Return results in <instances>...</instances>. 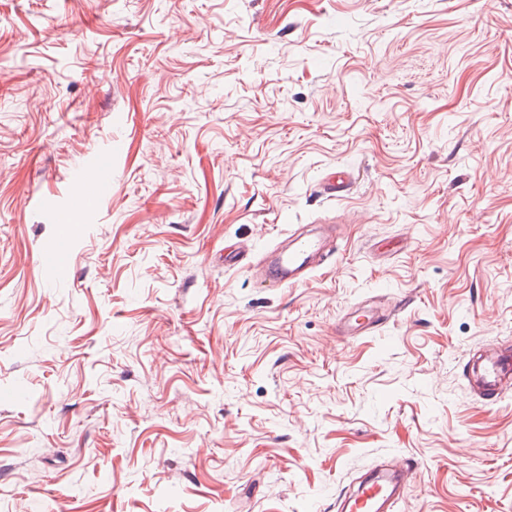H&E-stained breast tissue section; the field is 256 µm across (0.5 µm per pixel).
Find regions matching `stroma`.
I'll list each match as a JSON object with an SVG mask.
<instances>
[{
  "mask_svg": "<svg viewBox=\"0 0 512 512\" xmlns=\"http://www.w3.org/2000/svg\"><path fill=\"white\" fill-rule=\"evenodd\" d=\"M505 346L512 0H0V512H512ZM109 182L110 180L99 166L89 167L76 182L73 197L76 202H82L87 197H102L109 191ZM349 182V173L345 170L337 169L336 173L324 179L320 187V192L326 197L342 198L347 194ZM320 250V241L311 237H298L294 247L279 256L268 268L265 281L273 286L296 283L309 278L313 269L309 261ZM359 317L361 316H356L351 320H348L347 317H343L339 327L340 333L344 336H349L375 332L388 318L386 315H377L373 311H371L369 315H362V317L365 318L364 321H359ZM480 363V376L476 379L474 390L482 401L494 403L501 394V384L512 373V349H502L496 355L486 357H472V360ZM402 498V486L397 472L377 474L361 484L357 492L340 503L345 512H395Z\"/></svg>",
  "mask_w": 512,
  "mask_h": 512,
  "instance_id": "35a3bbf8",
  "label": "stroma"
}]
</instances>
